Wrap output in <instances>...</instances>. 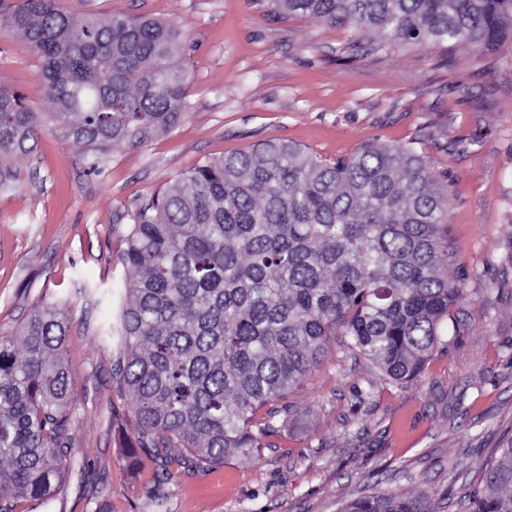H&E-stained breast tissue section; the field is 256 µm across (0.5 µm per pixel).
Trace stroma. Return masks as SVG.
Here are the masks:
<instances>
[{
  "instance_id": "1",
  "label": "stroma",
  "mask_w": 512,
  "mask_h": 512,
  "mask_svg": "<svg viewBox=\"0 0 512 512\" xmlns=\"http://www.w3.org/2000/svg\"><path fill=\"white\" fill-rule=\"evenodd\" d=\"M102 18L177 23L186 42L191 107L148 142L118 145L104 174L63 130L13 160L0 192V328L54 304L69 324L65 358L76 395L71 458L78 474L51 500L19 512H148L154 464L138 445L133 398L114 379L120 353L103 335L131 282L120 255L130 212L205 160L267 140L323 159L364 144L415 145L447 175L448 270L461 294L443 346L421 376L392 383L332 344L278 412L282 437L248 457L182 469L163 490L167 512H341L375 492H429L437 512H462L480 466L512 440V43L494 52L350 49L352 30L264 15L263 0H64ZM0 86L49 108L38 58L0 31Z\"/></svg>"
}]
</instances>
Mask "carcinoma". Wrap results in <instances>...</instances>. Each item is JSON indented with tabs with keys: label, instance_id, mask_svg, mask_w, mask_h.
Here are the masks:
<instances>
[{
	"label": "carcinoma",
	"instance_id": "1",
	"mask_svg": "<svg viewBox=\"0 0 512 512\" xmlns=\"http://www.w3.org/2000/svg\"><path fill=\"white\" fill-rule=\"evenodd\" d=\"M270 9L350 28L365 55L512 42V0H270ZM4 24L40 59L53 110L0 87L1 190L13 187L8 162L32 153L52 123L98 174L112 146L145 143L188 108L185 40L172 22L22 0ZM449 203L447 181L412 146L370 144L327 161L269 141L206 161L135 207L115 379L133 395L157 484L175 465L220 466L281 436L274 412L259 411L303 383L338 336L392 381L417 379L461 292L442 245ZM67 336L50 303L0 332V512L53 497L70 465ZM483 481L465 512H512V441ZM341 512L436 510L427 493H373Z\"/></svg>",
	"mask_w": 512,
	"mask_h": 512
}]
</instances>
